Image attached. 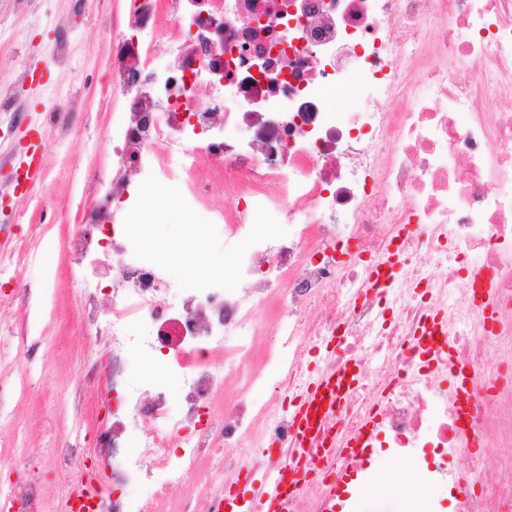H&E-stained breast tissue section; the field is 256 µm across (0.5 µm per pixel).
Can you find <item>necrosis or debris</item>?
Instances as JSON below:
<instances>
[{
    "label": "necrosis or debris",
    "mask_w": 512,
    "mask_h": 512,
    "mask_svg": "<svg viewBox=\"0 0 512 512\" xmlns=\"http://www.w3.org/2000/svg\"><path fill=\"white\" fill-rule=\"evenodd\" d=\"M99 34L126 110L69 249L121 273L107 310L83 282L79 317L113 360L160 370L126 381L97 436L138 478L101 512H171L190 474L224 512L213 485L293 452L292 410L251 395L297 393L308 355L350 377L345 425L326 429L334 461L302 458L312 478L281 512H336L384 446L429 451L452 512H512V0H127ZM218 173L233 208L209 205ZM160 187L237 240L224 277H174L124 223ZM391 255V287H368ZM261 329L284 342L258 373ZM143 418L155 428L128 447Z\"/></svg>",
    "instance_id": "obj_1"
}]
</instances>
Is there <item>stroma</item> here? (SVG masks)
Returning <instances> with one entry per match:
<instances>
[{
  "mask_svg": "<svg viewBox=\"0 0 512 512\" xmlns=\"http://www.w3.org/2000/svg\"><path fill=\"white\" fill-rule=\"evenodd\" d=\"M125 18V0H29L23 10L15 0H0V57L9 75L29 71L33 55L49 57L57 36H67L72 47L65 68L24 81L22 125L0 114V193L7 195L0 216V297L10 302L0 309V387L7 392L0 405V484L39 476L50 505L81 475L62 449L78 450L107 482L116 466L96 452L99 431L112 421V387L83 381L89 361L111 370L112 340L77 318L81 281L96 272L110 279L115 271L109 263L93 270L73 259L66 238L77 226L62 217L80 203L83 174L112 168L106 133L121 90L111 85L112 49L95 26ZM74 89L81 110L63 134L46 122L44 110ZM209 220L207 209L186 212L168 194L154 192L136 222L172 273L186 278L219 276L232 264V247L199 237ZM32 224L42 226L41 237L29 235ZM20 277L32 281L29 295L16 293ZM412 467L407 458L380 454L373 473L385 492L358 499V512H403L413 487L397 495L387 485Z\"/></svg>",
  "mask_w": 512,
  "mask_h": 512,
  "instance_id": "obj_1",
  "label": "stroma"
}]
</instances>
